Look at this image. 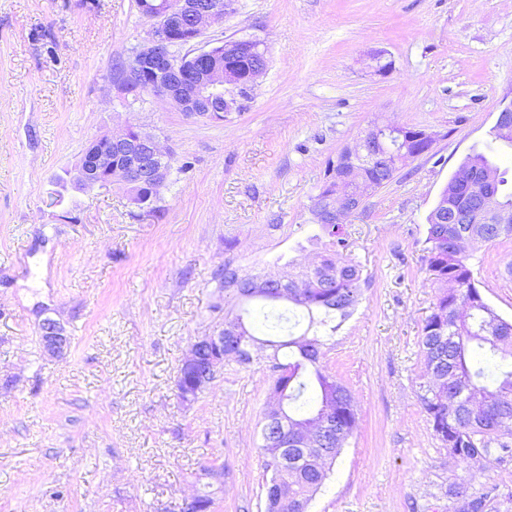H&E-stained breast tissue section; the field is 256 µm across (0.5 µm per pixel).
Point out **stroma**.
I'll list each match as a JSON object with an SVG mask.
<instances>
[{"label":"stroma","mask_w":512,"mask_h":512,"mask_svg":"<svg viewBox=\"0 0 512 512\" xmlns=\"http://www.w3.org/2000/svg\"><path fill=\"white\" fill-rule=\"evenodd\" d=\"M149 28L136 0H0V512H181L206 466L224 469L212 512H264L269 360L225 362L189 403L178 370L224 323V264L280 273L327 255L312 208L329 164L387 122L435 141L344 225L362 296L322 363L357 422L309 512H448L457 483L512 495V465L451 459L418 399L438 293L427 217L512 102V0H238L199 44L260 39L267 70L220 123L116 88ZM128 120L173 154L161 216L119 187L55 201L87 144ZM511 263L512 236L469 261L509 321ZM46 318L62 356L43 348ZM41 338L45 349L52 355L62 353L67 345V337L63 334L62 327L53 319L46 318L40 324Z\"/></svg>","instance_id":"stroma-1"}]
</instances>
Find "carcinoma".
Segmentation results:
<instances>
[{
    "mask_svg": "<svg viewBox=\"0 0 512 512\" xmlns=\"http://www.w3.org/2000/svg\"><path fill=\"white\" fill-rule=\"evenodd\" d=\"M463 164L476 168L479 181L486 171H493L491 187L512 205L506 172L485 153L474 152ZM320 229L329 238L330 253L321 259V267H307L294 275L303 287L297 289L298 299L288 301L291 315L286 318L280 314L275 322L269 319V312L282 303L279 287L270 288L266 296L241 298L227 287L223 272L215 276L224 303L255 304L252 310L243 308L225 317L224 325L241 322L248 335L271 337L273 371L281 372L274 384L286 381L288 417L301 422L325 404L335 407L333 446L319 459L295 454L298 474L288 477L282 491L288 496V512H293L295 504L309 505L322 489L356 424L353 397L321 365L320 346L321 337L334 335L358 303L361 270L347 254L343 225L322 223ZM511 235L512 224H430L425 239L426 272L440 292L424 321L420 344L426 365L439 360L441 387L433 390L431 381L423 383L420 403L449 457L479 470L491 460L512 462V322L483 299L473 282L468 256L457 252L455 240L468 237L475 246ZM471 390L484 397L477 409L467 405ZM448 495L453 499L452 512H485L502 497L495 486L477 495L465 484L453 485Z\"/></svg>",
    "mask_w": 512,
    "mask_h": 512,
    "instance_id": "obj_1",
    "label": "carcinoma"
}]
</instances>
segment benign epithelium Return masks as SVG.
Returning <instances> with one entry per match:
<instances>
[{"instance_id":"obj_1","label":"benign epithelium","mask_w":512,"mask_h":512,"mask_svg":"<svg viewBox=\"0 0 512 512\" xmlns=\"http://www.w3.org/2000/svg\"><path fill=\"white\" fill-rule=\"evenodd\" d=\"M138 9L150 22L148 38L128 57L123 67L121 87L134 86L175 105L185 115L210 121H224V113L236 106V96L247 93L265 73L266 51L257 39H226L209 49L195 44L207 30L223 23L236 11V0H138ZM224 61L243 56L251 64L240 72ZM512 130V105L503 107L497 116L494 131L507 136ZM433 142L424 130L396 124H375L355 141L345 146L336 159L344 173L336 175L335 199L328 209L333 221L342 224L355 213L363 200L382 187L372 181L366 170L377 168L393 172L398 163L414 158L408 146L411 140ZM172 154L158 137L126 124L110 133L94 138L74 167L73 180L85 190L110 189L118 185L143 213L151 214L170 175ZM457 184L469 202L453 214L443 209L441 224H512V209L503 205L497 193L480 191L475 173L462 168L457 171ZM45 349L52 355L62 353L67 337L62 327L46 318L40 324ZM224 353V329L197 337L182 360L180 369L198 367L209 360L201 374L202 386L210 384L220 372L221 363L213 358ZM288 398L272 397L267 416L272 425L288 430ZM325 414L298 430L295 446L304 450L319 448L316 434L325 432Z\"/></svg>"}]
</instances>
